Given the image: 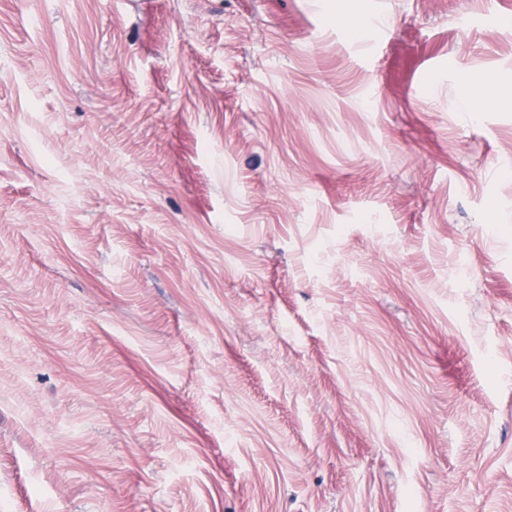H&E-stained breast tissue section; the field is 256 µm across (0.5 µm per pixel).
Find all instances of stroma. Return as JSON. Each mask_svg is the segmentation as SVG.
I'll return each instance as SVG.
<instances>
[{
	"label": "stroma",
	"mask_w": 512,
	"mask_h": 512,
	"mask_svg": "<svg viewBox=\"0 0 512 512\" xmlns=\"http://www.w3.org/2000/svg\"><path fill=\"white\" fill-rule=\"evenodd\" d=\"M0 512H512V0H0Z\"/></svg>",
	"instance_id": "1"
}]
</instances>
